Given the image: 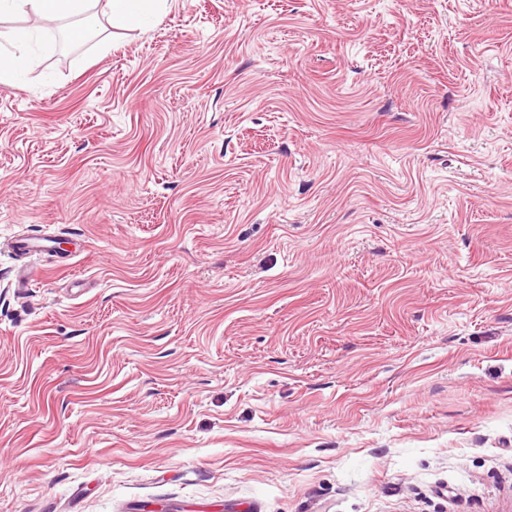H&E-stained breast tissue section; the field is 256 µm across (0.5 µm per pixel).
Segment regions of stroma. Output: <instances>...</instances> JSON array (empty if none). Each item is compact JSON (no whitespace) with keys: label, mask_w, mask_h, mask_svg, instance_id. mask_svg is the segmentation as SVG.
I'll return each instance as SVG.
<instances>
[{"label":"stroma","mask_w":512,"mask_h":512,"mask_svg":"<svg viewBox=\"0 0 512 512\" xmlns=\"http://www.w3.org/2000/svg\"><path fill=\"white\" fill-rule=\"evenodd\" d=\"M110 44L0 86V512H512V0Z\"/></svg>","instance_id":"1"}]
</instances>
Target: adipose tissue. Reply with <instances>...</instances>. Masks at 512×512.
<instances>
[{
  "mask_svg": "<svg viewBox=\"0 0 512 512\" xmlns=\"http://www.w3.org/2000/svg\"><path fill=\"white\" fill-rule=\"evenodd\" d=\"M169 0H0V21L33 12L42 19L66 20L93 35L98 28H143L160 19ZM43 32L37 27H14L0 36V85L13 86L38 64Z\"/></svg>",
  "mask_w": 512,
  "mask_h": 512,
  "instance_id": "1",
  "label": "adipose tissue"
}]
</instances>
